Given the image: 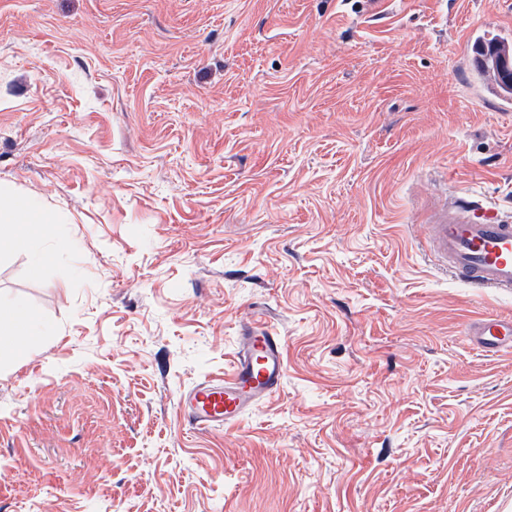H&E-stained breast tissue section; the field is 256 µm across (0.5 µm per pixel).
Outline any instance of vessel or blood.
<instances>
[{"instance_id":"obj_1","label":"vessel or blood","mask_w":512,"mask_h":512,"mask_svg":"<svg viewBox=\"0 0 512 512\" xmlns=\"http://www.w3.org/2000/svg\"><path fill=\"white\" fill-rule=\"evenodd\" d=\"M428 245L442 269L463 284L512 295V219L480 220L477 211L443 205L429 218ZM470 345L496 355L512 350V318L486 317L465 329ZM285 341L258 323L243 327L233 369L182 391L178 405L199 429L231 426L279 392L285 378Z\"/></svg>"}]
</instances>
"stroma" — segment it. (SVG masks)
<instances>
[{"mask_svg":"<svg viewBox=\"0 0 512 512\" xmlns=\"http://www.w3.org/2000/svg\"><path fill=\"white\" fill-rule=\"evenodd\" d=\"M512 0H0V512H512V296L423 226L512 215V103L472 46ZM281 390L229 427L177 404L243 324ZM49 223V218L44 215L36 206L27 208L25 215L16 222H7L1 226L0 239H6L10 245L31 254V271L35 274L41 272L48 262V256L39 250L32 249L35 239V228L37 224ZM30 311L17 306L10 310L6 317L0 318V341L15 352L16 357H23L25 350L18 342V336H38L43 332ZM466 340L475 349L496 355L512 349V318L486 317L470 323Z\"/></svg>","mask_w":512,"mask_h":512,"instance_id":"stroma-1","label":"stroma"}]
</instances>
